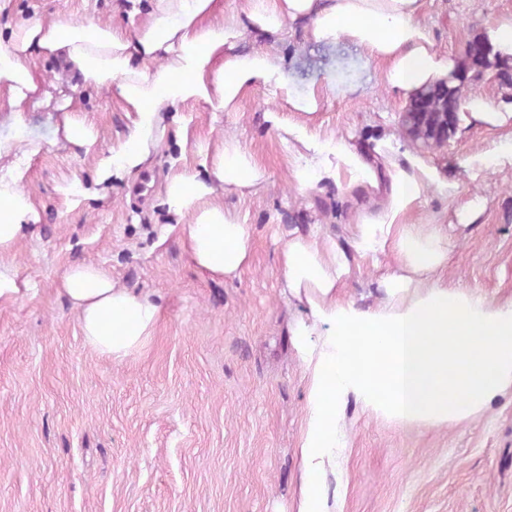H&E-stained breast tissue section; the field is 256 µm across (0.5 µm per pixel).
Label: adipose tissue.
Listing matches in <instances>:
<instances>
[{"instance_id":"ef3b65f1","label":"adipose tissue","mask_w":512,"mask_h":512,"mask_svg":"<svg viewBox=\"0 0 512 512\" xmlns=\"http://www.w3.org/2000/svg\"><path fill=\"white\" fill-rule=\"evenodd\" d=\"M216 0H151L135 36L88 17L78 25L20 20L0 44V85L8 109L22 112L43 95L29 53L38 47L77 70L86 88L116 87L131 113L126 136L98 159L93 182L105 195L113 181L146 168L168 128L183 130L181 104L209 103L237 111L254 88L271 86L298 112L318 111L317 88L294 93L274 44L296 35L306 43H346L382 64L387 88L411 99L422 86L455 71L452 55L433 48L424 0H245L240 10L215 19ZM262 33L270 49L240 52L245 27ZM461 112L467 124L512 125V107L501 109L469 93ZM267 121L308 150L292 180L298 190L331 181L346 194L365 193L369 208L356 213L345 241L321 230L291 231L282 250L284 287L303 315L291 336L306 379L305 417L299 454L297 512H336L326 475L348 446L349 402L375 418L404 426L442 429L480 418L512 398V302L495 306L478 291L449 283L455 245L447 225L414 220L429 191L454 200L459 185L436 167L405 152L391 155L393 134L372 153L343 139L319 140L307 126L287 124L274 111ZM44 141L22 121L0 131V300L21 292L5 256L38 215L20 183L26 163ZM206 178L171 172L162 192L169 213L191 217L186 227L191 261L233 277L250 259V228L214 202L217 187H256L264 168L236 138L225 139ZM392 256L374 287L359 297L339 293L362 258ZM61 288L78 313L84 342L96 353L123 361L151 337L160 307L149 294L117 286L109 271L70 265Z\"/></svg>"}]
</instances>
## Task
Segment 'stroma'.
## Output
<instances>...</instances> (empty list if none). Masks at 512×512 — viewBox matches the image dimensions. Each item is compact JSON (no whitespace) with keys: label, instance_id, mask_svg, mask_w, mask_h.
<instances>
[{"label":"stroma","instance_id":"stroma-1","mask_svg":"<svg viewBox=\"0 0 512 512\" xmlns=\"http://www.w3.org/2000/svg\"><path fill=\"white\" fill-rule=\"evenodd\" d=\"M148 7L141 0L134 15L128 0H9L7 19L79 24L93 15L132 34ZM424 15L436 51L463 63L486 24L512 18V0H425ZM275 51L294 91L323 89L318 112L294 111L263 86L235 112L186 102L185 136L168 130L148 169L76 205L62 187L90 181L130 120L116 89L85 94L75 71L33 51L51 95L21 114L46 147L22 182L39 220L10 256L29 290L0 302V512H296L305 381L288 332L297 312L282 294V249L289 231L316 224L345 238L367 198L342 195L331 182L298 191L295 158L266 112L367 148L393 132L401 150L459 182L461 199L482 197L480 220L466 228L433 193L417 215L455 227L449 281L498 304L512 300V165L475 174L465 167L507 129L461 122L446 144L423 147L401 127L403 98L360 50L291 38ZM65 98L97 130L92 146L56 140ZM228 137L267 174L257 192L215 194L250 226V262L234 279L189 261L183 225L158 198L170 165L202 173L199 148ZM76 262L102 265L118 286L158 298L160 318L139 355L119 363L85 346L60 289ZM346 423L339 512H512V403L442 430L378 420L354 404Z\"/></svg>","mask_w":512,"mask_h":512}]
</instances>
